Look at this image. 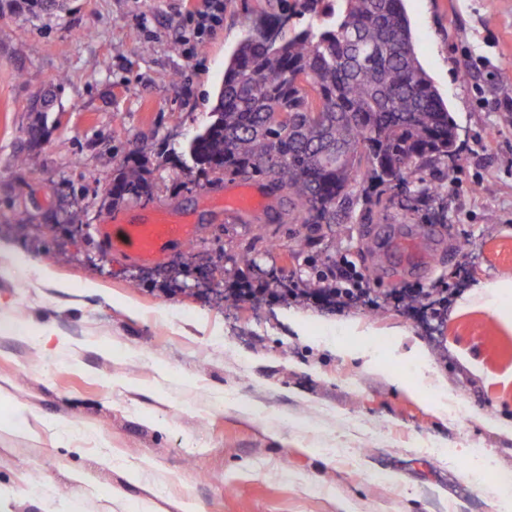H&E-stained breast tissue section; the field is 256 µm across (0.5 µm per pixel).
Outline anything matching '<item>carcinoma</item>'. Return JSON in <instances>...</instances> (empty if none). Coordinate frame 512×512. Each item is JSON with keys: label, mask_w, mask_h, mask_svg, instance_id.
<instances>
[{"label": "carcinoma", "mask_w": 512, "mask_h": 512, "mask_svg": "<svg viewBox=\"0 0 512 512\" xmlns=\"http://www.w3.org/2000/svg\"><path fill=\"white\" fill-rule=\"evenodd\" d=\"M322 23L276 41L245 38L224 70L210 121L185 152L205 173L285 195L290 224H334L359 200L355 173L379 192L408 190L455 155L457 127L422 67L403 0H295ZM128 165L112 200L139 198Z\"/></svg>", "instance_id": "1"}]
</instances>
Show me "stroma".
Here are the masks:
<instances>
[{"mask_svg":"<svg viewBox=\"0 0 512 512\" xmlns=\"http://www.w3.org/2000/svg\"><path fill=\"white\" fill-rule=\"evenodd\" d=\"M202 7L0 5V241L15 250L0 257V512H512L481 469H462L481 448L512 474V325L486 289L512 278V0H405L457 154L425 168L434 197L388 192L380 223L358 204L313 230L280 223L275 195L227 214L234 180L182 154L240 41L306 20L287 0H224L223 26L188 55L176 37ZM37 120V165L17 166ZM135 159L149 191L113 204L116 170ZM157 208L195 238L154 264L103 246L98 225ZM394 243L424 262L392 271ZM341 256L371 294L305 306V336L282 319L289 303L229 309L212 291L215 257L225 281L274 287ZM22 263L49 264L59 287ZM408 288L422 291L413 309ZM47 324L70 350L36 342ZM450 400L466 408L455 423Z\"/></svg>","mask_w":512,"mask_h":512,"instance_id":"stroma-1","label":"stroma"}]
</instances>
